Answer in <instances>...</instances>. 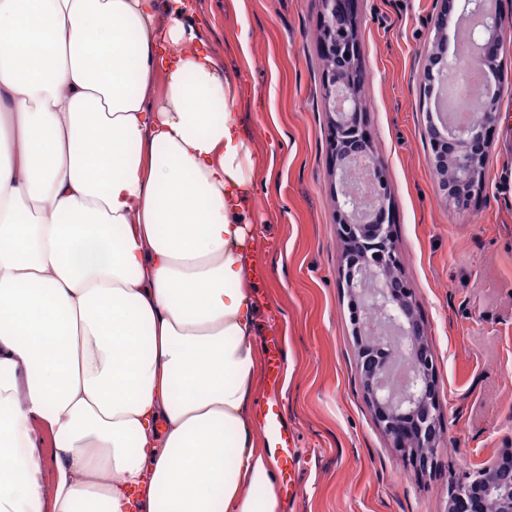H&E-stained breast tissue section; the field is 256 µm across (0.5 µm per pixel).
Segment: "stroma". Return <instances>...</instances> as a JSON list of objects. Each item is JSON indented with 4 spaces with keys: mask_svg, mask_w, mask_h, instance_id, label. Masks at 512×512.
Returning <instances> with one entry per match:
<instances>
[{
    "mask_svg": "<svg viewBox=\"0 0 512 512\" xmlns=\"http://www.w3.org/2000/svg\"><path fill=\"white\" fill-rule=\"evenodd\" d=\"M192 21L237 82L254 152L260 262L255 341L279 356L282 414L301 451L283 512H448L452 474L512 447V31L495 54L500 118L484 189L463 213L430 164L425 59L435 0H356L359 119L382 165L389 222L436 360L445 434L420 472L377 424L358 370L353 299L323 106L319 0H195Z\"/></svg>",
    "mask_w": 512,
    "mask_h": 512,
    "instance_id": "obj_1",
    "label": "stroma"
}]
</instances>
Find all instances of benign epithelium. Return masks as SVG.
<instances>
[{
    "instance_id": "7a95c632",
    "label": "benign epithelium",
    "mask_w": 512,
    "mask_h": 512,
    "mask_svg": "<svg viewBox=\"0 0 512 512\" xmlns=\"http://www.w3.org/2000/svg\"><path fill=\"white\" fill-rule=\"evenodd\" d=\"M353 0H320L323 100L333 128L331 152L341 186L338 216L346 245V285L362 305L357 326L358 365L367 401L385 435L403 455L425 469L443 445L442 405L435 358L416 301L403 275L401 259L387 222L390 193L359 121L361 74ZM435 41L443 42L448 15L456 10L470 24V41L484 67L492 65L490 47L505 29L492 0H436ZM427 69L439 90L461 70L456 56L438 49L427 55ZM486 118L471 128L452 121L429 132L431 163L441 175L440 192L448 210L467 209L484 188L479 164L488 152V132L499 118L495 98L484 103ZM377 314L384 333L365 325ZM512 512V460L490 457L448 484V512Z\"/></svg>"
}]
</instances>
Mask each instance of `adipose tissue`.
Here are the masks:
<instances>
[{
	"instance_id": "obj_1",
	"label": "adipose tissue",
	"mask_w": 512,
	"mask_h": 512,
	"mask_svg": "<svg viewBox=\"0 0 512 512\" xmlns=\"http://www.w3.org/2000/svg\"><path fill=\"white\" fill-rule=\"evenodd\" d=\"M191 0H0V512H281L237 86Z\"/></svg>"
}]
</instances>
